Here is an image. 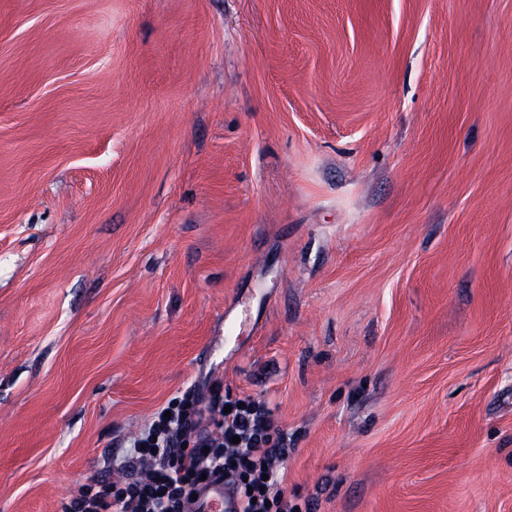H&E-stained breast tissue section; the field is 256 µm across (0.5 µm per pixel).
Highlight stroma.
Here are the masks:
<instances>
[{
    "label": "stroma",
    "mask_w": 512,
    "mask_h": 512,
    "mask_svg": "<svg viewBox=\"0 0 512 512\" xmlns=\"http://www.w3.org/2000/svg\"><path fill=\"white\" fill-rule=\"evenodd\" d=\"M217 380L303 512H512V0H0V512Z\"/></svg>",
    "instance_id": "1"
}]
</instances>
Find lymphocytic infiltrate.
I'll return each instance as SVG.
<instances>
[{
    "label": "lymphocytic infiltrate",
    "instance_id": "1",
    "mask_svg": "<svg viewBox=\"0 0 512 512\" xmlns=\"http://www.w3.org/2000/svg\"><path fill=\"white\" fill-rule=\"evenodd\" d=\"M265 405L224 395L185 396L156 411L118 464L121 482L87 486L61 512H190L204 481L224 480L241 512H299L283 487L289 450L273 443Z\"/></svg>",
    "mask_w": 512,
    "mask_h": 512
}]
</instances>
